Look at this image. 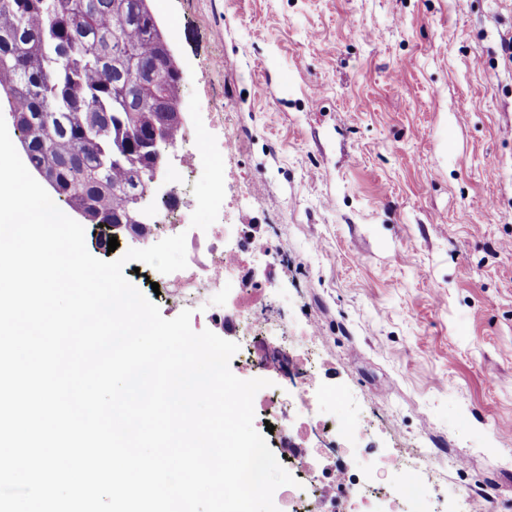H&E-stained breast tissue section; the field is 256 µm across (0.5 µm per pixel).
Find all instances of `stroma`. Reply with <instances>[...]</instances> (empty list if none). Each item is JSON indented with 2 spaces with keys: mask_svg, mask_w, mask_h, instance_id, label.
Returning a JSON list of instances; mask_svg holds the SVG:
<instances>
[{
  "mask_svg": "<svg viewBox=\"0 0 512 512\" xmlns=\"http://www.w3.org/2000/svg\"><path fill=\"white\" fill-rule=\"evenodd\" d=\"M185 125L212 145L180 193L282 305L279 336L324 341L316 388L370 415L376 448L425 441L438 489L512 512V0H153ZM234 138L225 154V135ZM162 317L223 335L148 264ZM160 292H153L152 283Z\"/></svg>",
  "mask_w": 512,
  "mask_h": 512,
  "instance_id": "1",
  "label": "stroma"
}]
</instances>
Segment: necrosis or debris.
I'll return each mask as SVG.
<instances>
[{"label":"necrosis or debris","instance_id":"obj_1","mask_svg":"<svg viewBox=\"0 0 512 512\" xmlns=\"http://www.w3.org/2000/svg\"><path fill=\"white\" fill-rule=\"evenodd\" d=\"M168 209L171 220L153 225L152 230L167 237L185 234L188 250L186 268L168 274L167 287L189 298L196 297L204 288L223 289L229 270L240 267L237 254L225 249L223 224L192 222L175 197L170 198ZM211 316L243 339V354L248 365L290 372L289 354L295 340L283 337L273 348L260 346L255 339L257 332L272 329L261 314L243 315L219 308L213 310ZM312 384L311 374H302L297 380L299 392L295 400L288 405L274 404L268 417L278 435L275 457L286 463L294 479L293 484L282 491L288 512H469L468 496L447 503L426 497V487L434 485L435 480L429 465L430 451L420 444L408 452L379 456L371 469L318 467V455L334 453L336 441L350 440L352 433L345 421L324 416L311 392ZM314 473L319 476L318 493L309 498L297 481Z\"/></svg>","mask_w":512,"mask_h":512}]
</instances>
